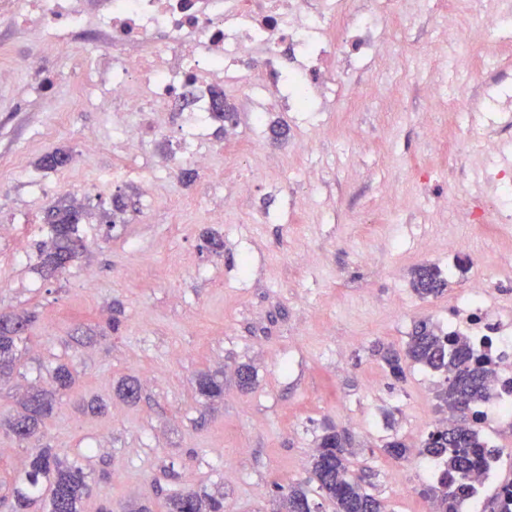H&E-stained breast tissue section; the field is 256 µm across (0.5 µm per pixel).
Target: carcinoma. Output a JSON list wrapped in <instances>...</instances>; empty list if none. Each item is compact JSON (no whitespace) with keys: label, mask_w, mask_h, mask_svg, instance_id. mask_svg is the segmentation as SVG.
<instances>
[{"label":"carcinoma","mask_w":512,"mask_h":512,"mask_svg":"<svg viewBox=\"0 0 512 512\" xmlns=\"http://www.w3.org/2000/svg\"><path fill=\"white\" fill-rule=\"evenodd\" d=\"M213 112L210 119L228 124L237 116L235 108L224 99V91L212 92ZM70 155L56 149L38 161L43 170H57L67 165ZM84 218L81 208L66 198L57 200L46 210L45 223L51 238L40 248L41 266L53 276L73 262L83 241L78 234ZM413 291L421 298L436 297L448 283L432 264H421L412 273ZM31 317L18 313H0V372L10 371L26 340L25 331ZM389 374L396 380L405 379L403 363L440 371L446 374V386L438 398L457 413L455 422L430 431L421 454L438 461L442 470L437 477L438 494L433 498L437 512H458L460 495L466 490L469 475L483 464L487 448L478 438L474 423L477 402L488 396L487 380L492 372V360L480 357L461 337L443 333L434 324L417 322L402 352L388 349L381 355ZM198 390L208 397H219L224 385L204 375L198 379ZM51 402L43 394L32 395L25 405V414L11 424V431L20 442L29 443L40 437V418L50 409ZM92 449L72 460H63L48 448H34L28 454L18 486L11 493V512H27L36 502H45L46 512H81V502L91 493L87 482V463ZM346 441L335 430L320 436L312 457L309 481L318 495L332 506L333 512H385L384 504L368 493L361 482L349 474ZM168 512H224V499L201 496L186 489L169 496ZM319 504L311 502L307 491L298 484L288 488L279 499L277 512H315Z\"/></svg>","instance_id":"cac0c4a2"}]
</instances>
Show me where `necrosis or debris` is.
Masks as SVG:
<instances>
[{
  "mask_svg": "<svg viewBox=\"0 0 512 512\" xmlns=\"http://www.w3.org/2000/svg\"><path fill=\"white\" fill-rule=\"evenodd\" d=\"M384 0L351 16L343 0H97L87 14L84 0H0V15L26 28L37 25L57 57L45 65L39 49L18 63L34 78L23 97L44 95L57 68L93 78L119 105V133L127 154L137 156L154 113L186 108L194 130L180 158L206 167L212 148L203 136L213 88L236 80L245 90L298 89L288 101L302 111V97L346 89L365 96L361 59L395 56L388 28L377 25ZM96 53L88 55L85 44ZM512 281V268L472 283L448 308V331L466 336L494 361L489 396L477 406L479 426L492 444L502 423L512 424V304L493 301L491 291ZM512 448H495L471 481L460 512H484L482 490L499 476Z\"/></svg>",
  "mask_w": 512,
  "mask_h": 512,
  "instance_id": "obj_1",
  "label": "necrosis or debris"
}]
</instances>
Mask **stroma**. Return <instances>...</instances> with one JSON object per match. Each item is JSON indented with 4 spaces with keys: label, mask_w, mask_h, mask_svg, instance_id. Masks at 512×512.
I'll use <instances>...</instances> for the list:
<instances>
[{
    "label": "stroma",
    "mask_w": 512,
    "mask_h": 512,
    "mask_svg": "<svg viewBox=\"0 0 512 512\" xmlns=\"http://www.w3.org/2000/svg\"><path fill=\"white\" fill-rule=\"evenodd\" d=\"M445 2L475 41L496 42L490 67L429 0L414 26L394 32L401 65L362 63L372 93L358 103L338 92L293 112L225 85L238 123L226 132L208 124L211 167L189 182L173 151L184 113H159L132 160L114 137L111 98L83 104L66 72L44 97L19 103L17 88L32 75L14 60L38 33L0 19V69L13 72L0 84V222L44 215L62 197L86 212V249L63 275L42 271L38 237L27 260L0 263V312L32 317L17 365L0 375V479L25 464L29 449L10 423L41 392L53 408L40 447L68 459L93 451L83 512H166L167 496L186 487L223 495L224 512H274L279 488L307 482L329 426L348 432L350 468L387 512H428L422 491L436 479L418 449L445 413L444 376L411 365L395 381L378 350L402 349L419 320L446 326L463 289L494 265L512 266V238L494 215L470 216L496 196L495 172L512 177V160L488 149L512 146V111L498 106L512 97V38L481 27L491 0ZM432 50L447 56L446 68L429 64ZM429 86L442 97H426ZM431 124L435 142L425 137ZM463 127V153L446 149ZM90 134L101 146L85 156ZM57 149L70 164L39 170ZM127 160L138 176L84 194L100 168ZM117 193L134 196L140 211L113 219ZM211 233L222 253L208 249ZM307 253L313 265L301 264ZM423 263L450 272L442 295L413 291ZM87 270L95 287L83 285ZM60 364L73 373L71 389L54 380ZM243 364L255 373L246 391L236 377ZM202 374L223 383V396L199 393ZM130 378L133 401L119 391ZM393 439L410 447L408 458L384 452Z\"/></svg>",
    "instance_id": "obj_1"
}]
</instances>
